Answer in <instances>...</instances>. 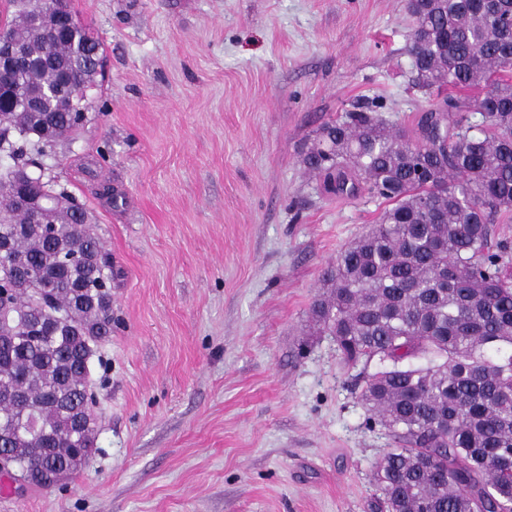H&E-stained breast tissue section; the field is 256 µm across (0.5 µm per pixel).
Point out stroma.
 Returning <instances> with one entry per match:
<instances>
[{
  "label": "stroma",
  "instance_id": "obj_1",
  "mask_svg": "<svg viewBox=\"0 0 512 512\" xmlns=\"http://www.w3.org/2000/svg\"><path fill=\"white\" fill-rule=\"evenodd\" d=\"M105 77L53 175L121 275L94 362L96 451L0 512H368L387 444L317 326L338 253L379 221L304 156L357 103L413 131L408 0H68Z\"/></svg>",
  "mask_w": 512,
  "mask_h": 512
}]
</instances>
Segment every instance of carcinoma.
Here are the masks:
<instances>
[{
  "label": "carcinoma",
  "mask_w": 512,
  "mask_h": 512,
  "mask_svg": "<svg viewBox=\"0 0 512 512\" xmlns=\"http://www.w3.org/2000/svg\"><path fill=\"white\" fill-rule=\"evenodd\" d=\"M0 37L29 56L0 85V458L48 489L95 445L90 365L112 336V254L45 175V145L85 119L71 84L97 86L101 41L79 21L52 33L43 0H8ZM414 86H451L413 134L373 107L325 124L306 157L327 191L388 203L327 270L313 318L351 366L393 443L371 472L374 512H512V0H409ZM481 116L478 124L467 113ZM52 203L14 205L10 163Z\"/></svg>",
  "instance_id": "cac0c4a2"
}]
</instances>
